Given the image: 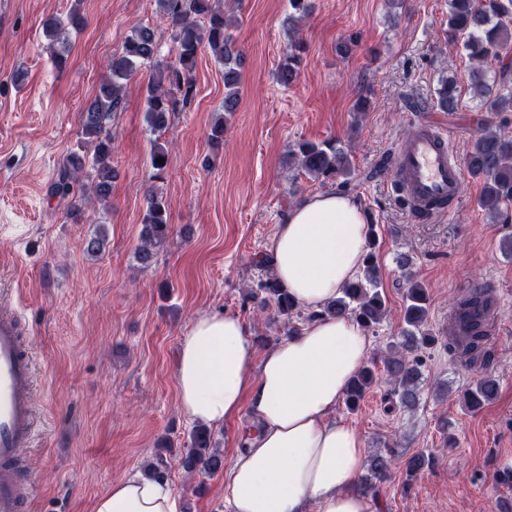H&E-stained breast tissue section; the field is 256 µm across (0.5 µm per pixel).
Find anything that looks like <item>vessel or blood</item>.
Here are the masks:
<instances>
[{
    "instance_id": "vessel-or-blood-1",
    "label": "vessel or blood",
    "mask_w": 512,
    "mask_h": 512,
    "mask_svg": "<svg viewBox=\"0 0 512 512\" xmlns=\"http://www.w3.org/2000/svg\"><path fill=\"white\" fill-rule=\"evenodd\" d=\"M464 167L443 119L419 123L398 145L389 178L413 210L445 216L457 201ZM36 365L20 312L0 292V512H26L32 485L23 458L35 438Z\"/></svg>"
}]
</instances>
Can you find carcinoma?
Listing matches in <instances>:
<instances>
[{
	"label": "carcinoma",
	"instance_id": "obj_1",
	"mask_svg": "<svg viewBox=\"0 0 512 512\" xmlns=\"http://www.w3.org/2000/svg\"><path fill=\"white\" fill-rule=\"evenodd\" d=\"M160 10L172 27V40L176 44V58L165 63L157 58V40L153 29L140 26L127 37L121 53L112 55L107 74L101 81L94 100L83 115L82 138L93 145L91 182L86 185L88 197L100 203L108 201L112 193V182L118 172L112 166V135L108 123L112 116L122 110L127 82L141 67L150 69L146 87L145 120L155 132L166 130L178 101H188L193 95L191 73L195 70L199 49L207 45L214 56L224 63V111L234 112L240 101L241 68L244 57L234 47L229 32L230 19L224 13L219 0H157ZM85 18L81 0L74 3L64 19H55L44 27V34L52 42L65 43L70 31L84 27ZM448 37L463 39L468 55L478 61L471 72L472 88L480 98L481 108L497 116L512 112V95L506 96L489 84L483 64L489 57L498 58L501 52L512 45V0H493L490 9L477 5V0H448ZM300 47L292 42L286 47L279 63L277 80L288 86L299 74ZM439 108L444 112L456 110L459 100L457 84L452 78L439 80L435 89ZM293 155L300 168L323 185H334L336 179L349 174L348 154L334 141L320 144L303 142L297 145ZM168 160L166 146L154 143L150 153V165L155 177H160ZM469 173L483 179V191L479 206L500 224L512 223V138L504 136L491 127L484 128L475 140L466 157ZM82 162L63 166L51 185V193L67 198L78 181V170ZM169 216L163 196L156 189L148 190L146 210L142 219L140 244L135 258L148 268L157 261V255L167 240ZM106 247V230L98 225L97 230L83 241V252L97 257ZM264 299L273 304L280 317L291 321L301 318L298 305L292 300L270 269H265L256 284ZM404 324L401 341L391 344L382 355L386 380L392 385L391 394L399 396L400 403L412 407L418 401L419 388L423 383V359L419 354L423 348L435 343V337L427 329L428 297L421 283L406 276ZM387 312L386 298L379 290V269L374 252L364 258L362 275L348 283L336 299L307 319L352 315L363 328L381 323ZM487 333L482 325L475 323L467 336H451L448 350L456 352L469 365L489 362L485 348ZM376 373L372 366L363 367L351 382L344 397L350 411L358 409L367 390L374 384ZM498 385L489 375L481 377L463 396L467 408L475 410L494 400ZM175 462L189 475H213L224 468V456L220 449L212 446L211 433L204 426H197L189 441L179 449ZM392 465L391 455L377 453L370 459L364 477V485L372 487L383 481ZM432 465V458L420 453L404 462L406 475L410 478Z\"/></svg>",
	"mask_w": 512,
	"mask_h": 512
}]
</instances>
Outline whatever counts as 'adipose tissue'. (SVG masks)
<instances>
[{
  "label": "adipose tissue",
  "instance_id": "1",
  "mask_svg": "<svg viewBox=\"0 0 512 512\" xmlns=\"http://www.w3.org/2000/svg\"><path fill=\"white\" fill-rule=\"evenodd\" d=\"M369 231L352 197L321 192L290 209L268 262L297 304L317 312L360 272ZM370 353L348 317H316L262 355L237 315L196 317L177 354L182 409L212 425L250 412L227 472L232 512H381L380 499L357 489L365 443L336 416ZM93 512H176V501L167 482L132 476Z\"/></svg>",
  "mask_w": 512,
  "mask_h": 512
}]
</instances>
